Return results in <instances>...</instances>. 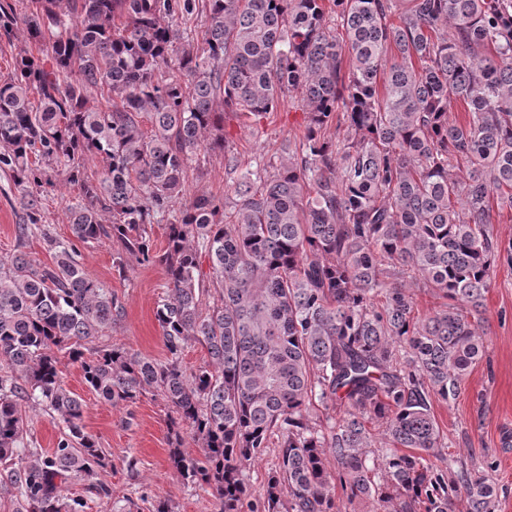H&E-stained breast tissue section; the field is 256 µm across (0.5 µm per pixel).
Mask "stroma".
Returning a JSON list of instances; mask_svg holds the SVG:
<instances>
[{
	"label": "stroma",
	"mask_w": 512,
	"mask_h": 512,
	"mask_svg": "<svg viewBox=\"0 0 512 512\" xmlns=\"http://www.w3.org/2000/svg\"><path fill=\"white\" fill-rule=\"evenodd\" d=\"M304 131V112L285 104L257 123L225 116V152L202 156L199 169L188 171L181 202L207 194L232 205L229 188L240 174L256 161L286 154ZM119 249L116 240L106 238L79 247L86 274L112 288L123 308L112 341L153 359L165 358L155 316L167 295L164 269L131 258L125 274H118L114 259ZM483 318L485 357L470 370L456 400L435 403L434 411L447 443L443 456L493 462L491 476L500 492L497 512H512V264L506 261L494 269ZM63 380L83 403L87 432L112 455L105 476L112 498L91 501L88 512H120L127 500L143 498L165 502L172 512H214L212 498L184 480L169 461L170 410L161 398L146 395L127 406L105 403L72 362L64 363Z\"/></svg>",
	"instance_id": "stroma-1"
}]
</instances>
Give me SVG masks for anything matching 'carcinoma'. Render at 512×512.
I'll return each instance as SVG.
<instances>
[{"label": "carcinoma", "instance_id": "obj_1", "mask_svg": "<svg viewBox=\"0 0 512 512\" xmlns=\"http://www.w3.org/2000/svg\"><path fill=\"white\" fill-rule=\"evenodd\" d=\"M203 10L202 38L181 36ZM20 29L41 55L21 50L0 80V171L21 212L19 250L0 257L12 512L112 498L64 358L106 403L167 402L171 464L216 512H242L246 468L273 439L263 512H342L338 487L373 512H496L484 471L427 458L443 439L432 398L455 400L483 360L485 293L496 260L512 264L490 232L492 203L512 208V0H28L22 13L0 0V39ZM89 88L120 102L92 107ZM286 102L306 114L299 147L242 172L228 212L208 195L184 204L156 253L145 225L171 214L199 152L224 151V114L259 121ZM59 183L79 189L70 241L42 221ZM35 233L52 263L20 251ZM103 237L121 244L119 274L127 254L165 268L163 360L104 342L123 309L77 249ZM415 278L444 299L420 318ZM193 340L211 363L189 372ZM28 400L61 424L48 451L28 437ZM315 405L342 414L317 423ZM185 428L198 457L181 451ZM73 480L83 493L66 492Z\"/></svg>", "mask_w": 512, "mask_h": 512}]
</instances>
